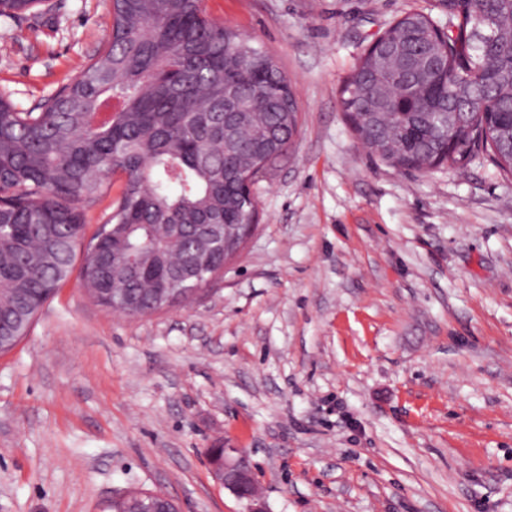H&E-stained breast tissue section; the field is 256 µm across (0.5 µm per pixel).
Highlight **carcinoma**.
Masks as SVG:
<instances>
[{
	"label": "carcinoma",
	"instance_id": "carcinoma-1",
	"mask_svg": "<svg viewBox=\"0 0 512 512\" xmlns=\"http://www.w3.org/2000/svg\"><path fill=\"white\" fill-rule=\"evenodd\" d=\"M43 0H0L11 19ZM204 0H112L104 47L42 112L0 99V337L16 345L73 273L86 211L116 171L121 191L86 245L82 286L112 309V281L138 299L164 279L160 257L185 260L203 288L236 255L198 250L203 221L241 224L255 197L224 170L257 182L275 157L268 135L297 131L295 95L274 59L210 19ZM453 27L410 11L378 35L343 81L351 129L395 168L461 167L491 151L512 176V0H441ZM246 99L237 141H224V82Z\"/></svg>",
	"mask_w": 512,
	"mask_h": 512
}]
</instances>
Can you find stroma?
<instances>
[{"label":"stroma","instance_id":"stroma-1","mask_svg":"<svg viewBox=\"0 0 512 512\" xmlns=\"http://www.w3.org/2000/svg\"><path fill=\"white\" fill-rule=\"evenodd\" d=\"M297 99L257 228L191 300L145 317L71 278L0 354V512H105L131 489L246 512L204 452L245 449L267 512H512V178L422 173L353 135L343 79L438 0H205ZM110 0L0 18V96L41 107L102 46Z\"/></svg>","mask_w":512,"mask_h":512}]
</instances>
